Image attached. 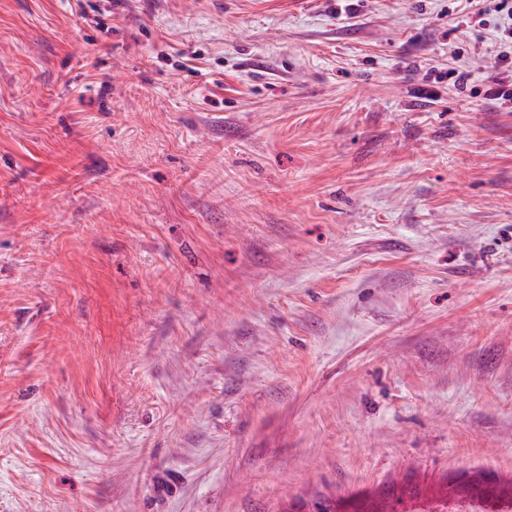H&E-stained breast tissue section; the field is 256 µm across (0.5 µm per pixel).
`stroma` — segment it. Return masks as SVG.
<instances>
[{"label":"stroma","mask_w":512,"mask_h":512,"mask_svg":"<svg viewBox=\"0 0 512 512\" xmlns=\"http://www.w3.org/2000/svg\"><path fill=\"white\" fill-rule=\"evenodd\" d=\"M487 7L0 0V512L512 474Z\"/></svg>","instance_id":"35a3bbf8"}]
</instances>
